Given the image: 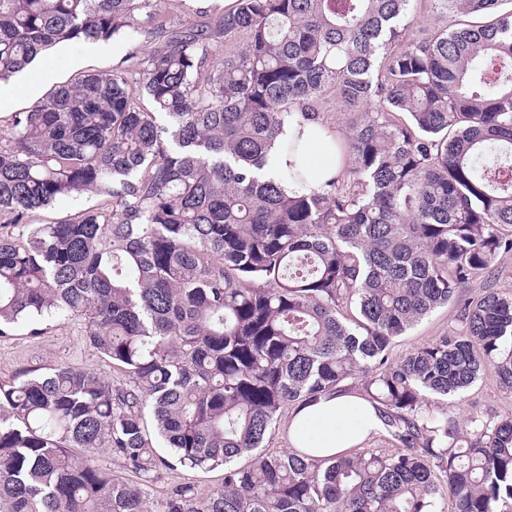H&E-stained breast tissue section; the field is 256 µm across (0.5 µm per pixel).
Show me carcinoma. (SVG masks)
<instances>
[{
  "instance_id": "1",
  "label": "carcinoma",
  "mask_w": 512,
  "mask_h": 512,
  "mask_svg": "<svg viewBox=\"0 0 512 512\" xmlns=\"http://www.w3.org/2000/svg\"><path fill=\"white\" fill-rule=\"evenodd\" d=\"M414 2L236 0L174 27L157 0H0V83L59 44L157 41L0 129V337L80 318L128 377L0 384V512H512V417L439 407L488 373L512 391V295L389 361L512 251V0H429L454 24L420 40ZM326 96L360 114L341 172L290 195L306 145L275 176L271 145ZM360 375L399 449L259 451L283 409ZM176 464L223 485L155 511Z\"/></svg>"
}]
</instances>
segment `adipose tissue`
Returning <instances> with one entry per match:
<instances>
[{
  "instance_id": "obj_1",
  "label": "adipose tissue",
  "mask_w": 512,
  "mask_h": 512,
  "mask_svg": "<svg viewBox=\"0 0 512 512\" xmlns=\"http://www.w3.org/2000/svg\"><path fill=\"white\" fill-rule=\"evenodd\" d=\"M381 428L379 413L367 400L342 392L294 408L288 440L296 450L327 458L361 447Z\"/></svg>"
}]
</instances>
